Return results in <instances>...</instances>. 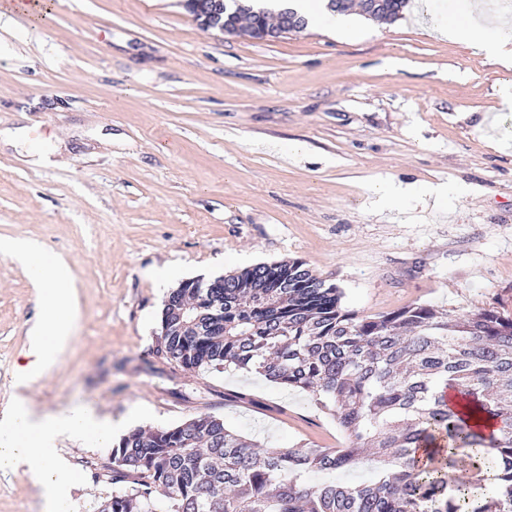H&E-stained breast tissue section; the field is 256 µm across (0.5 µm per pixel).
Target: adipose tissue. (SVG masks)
<instances>
[{
	"label": "adipose tissue",
	"mask_w": 512,
	"mask_h": 512,
	"mask_svg": "<svg viewBox=\"0 0 512 512\" xmlns=\"http://www.w3.org/2000/svg\"><path fill=\"white\" fill-rule=\"evenodd\" d=\"M447 33L474 53L512 68V34L484 24L456 25ZM0 250L29 271L49 311L30 329L25 361L16 368L18 394L0 411V469L26 474L40 495L43 512H63L74 477L59 454V442L90 437L106 447L123 425L84 407L39 413L30 406L28 387L50 374L74 340L78 309L70 290L71 270L65 261L24 239L0 244Z\"/></svg>",
	"instance_id": "ef3b65f1"
}]
</instances>
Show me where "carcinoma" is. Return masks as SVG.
Listing matches in <instances>:
<instances>
[{
  "instance_id": "carcinoma-1",
  "label": "carcinoma",
  "mask_w": 512,
  "mask_h": 512,
  "mask_svg": "<svg viewBox=\"0 0 512 512\" xmlns=\"http://www.w3.org/2000/svg\"><path fill=\"white\" fill-rule=\"evenodd\" d=\"M409 0H378L365 17L394 21ZM224 0V21L257 39L290 18ZM299 260L262 263L207 288H176L155 354L190 372L251 370L312 395L343 436L334 448L263 451L200 415L135 430L112 448V481L129 489L98 512H512V315L459 316L413 303L374 315ZM452 389L468 407L444 400ZM499 424L490 433L470 414ZM368 466L363 484L306 481ZM465 465L469 486L448 471Z\"/></svg>"
}]
</instances>
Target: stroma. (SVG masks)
Returning a JSON list of instances; mask_svg holds the SVG:
<instances>
[{
	"label": "stroma",
	"instance_id": "35a3bbf8",
	"mask_svg": "<svg viewBox=\"0 0 512 512\" xmlns=\"http://www.w3.org/2000/svg\"><path fill=\"white\" fill-rule=\"evenodd\" d=\"M469 2L411 0L393 22L358 14L344 36L310 24L272 42L203 29L183 0H54L37 25L0 8V129L17 134L0 146V242L64 258L79 306L35 411L86 406L132 431L211 414L271 451L335 445L308 392L155 354L169 290L259 263L305 262L361 315L512 313V112L496 96L512 71L441 32ZM31 142L57 165L30 164ZM374 179L449 192L404 212L372 200ZM155 268L173 270L166 287ZM42 313L0 253V409ZM59 448L73 512L124 491L111 449ZM41 510L23 472L0 471V512Z\"/></svg>",
	"mask_w": 512,
	"mask_h": 512
}]
</instances>
